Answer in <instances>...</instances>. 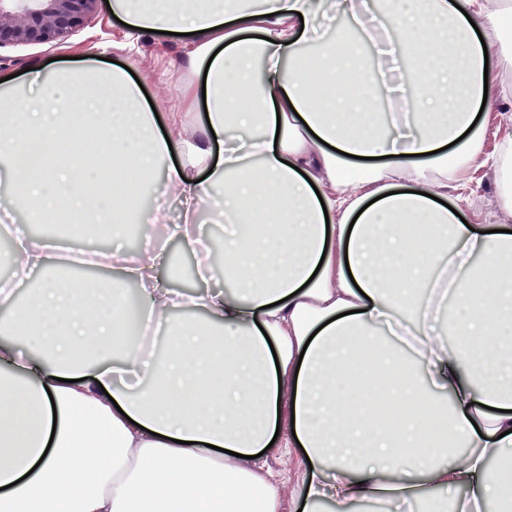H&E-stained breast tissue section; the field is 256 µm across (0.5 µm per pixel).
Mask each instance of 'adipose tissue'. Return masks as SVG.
<instances>
[{"label":"adipose tissue","instance_id":"obj_1","mask_svg":"<svg viewBox=\"0 0 512 512\" xmlns=\"http://www.w3.org/2000/svg\"><path fill=\"white\" fill-rule=\"evenodd\" d=\"M472 2L394 0L382 17L401 65L391 84L363 74L359 42L339 56L317 35L346 12L367 29L358 0H114L130 36L186 34L188 67L206 76L162 117L96 57L5 81L0 207L117 237L135 213L115 205L128 161L142 180L167 165L170 197L230 227L231 289L201 297L205 322L184 324L159 254L108 252L165 329L146 362L110 280L63 282L53 237L18 241L9 262L45 278L21 309L0 289V333L42 353L0 343V512H185L171 489L187 477L196 512L237 497L277 512L254 460L273 441L311 462L300 512L326 497L336 512L420 499L441 512L436 489L466 491L460 512L493 496L512 512L488 470L512 462V234L443 204L451 166L480 152L486 56L512 68V51L482 45ZM202 106L193 142L181 115ZM61 127L67 162L53 156ZM382 377L400 410L390 428L364 398Z\"/></svg>","mask_w":512,"mask_h":512}]
</instances>
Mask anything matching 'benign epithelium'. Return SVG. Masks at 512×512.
Masks as SVG:
<instances>
[{
  "mask_svg": "<svg viewBox=\"0 0 512 512\" xmlns=\"http://www.w3.org/2000/svg\"><path fill=\"white\" fill-rule=\"evenodd\" d=\"M100 0H0V49L56 44L85 27Z\"/></svg>",
  "mask_w": 512,
  "mask_h": 512,
  "instance_id": "benign-epithelium-1",
  "label": "benign epithelium"
}]
</instances>
